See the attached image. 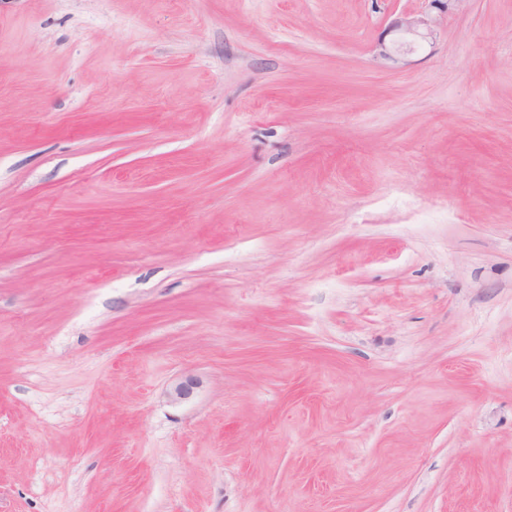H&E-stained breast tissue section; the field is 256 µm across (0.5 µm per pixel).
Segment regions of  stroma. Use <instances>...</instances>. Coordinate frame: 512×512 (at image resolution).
Returning a JSON list of instances; mask_svg holds the SVG:
<instances>
[{
    "label": "stroma",
    "mask_w": 512,
    "mask_h": 512,
    "mask_svg": "<svg viewBox=\"0 0 512 512\" xmlns=\"http://www.w3.org/2000/svg\"><path fill=\"white\" fill-rule=\"evenodd\" d=\"M0 512H512V0H0Z\"/></svg>",
    "instance_id": "obj_1"
}]
</instances>
